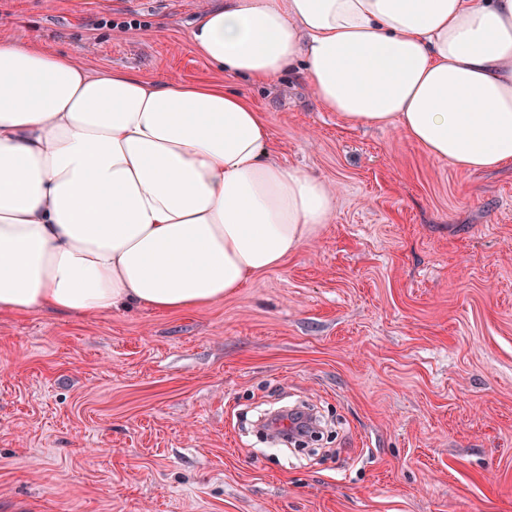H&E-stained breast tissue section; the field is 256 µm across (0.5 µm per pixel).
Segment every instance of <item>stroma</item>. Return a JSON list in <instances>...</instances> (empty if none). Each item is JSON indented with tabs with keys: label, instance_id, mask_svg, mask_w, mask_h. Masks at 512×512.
<instances>
[{
	"label": "stroma",
	"instance_id": "stroma-1",
	"mask_svg": "<svg viewBox=\"0 0 512 512\" xmlns=\"http://www.w3.org/2000/svg\"><path fill=\"white\" fill-rule=\"evenodd\" d=\"M218 0H0V36L88 70L240 89L328 224L180 312L0 314V512H512V163L469 174L322 109L304 75L219 72ZM328 423L293 458L250 425Z\"/></svg>",
	"mask_w": 512,
	"mask_h": 512
}]
</instances>
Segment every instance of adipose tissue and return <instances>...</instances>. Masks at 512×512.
I'll list each match as a JSON object with an SVG mask.
<instances>
[{
  "mask_svg": "<svg viewBox=\"0 0 512 512\" xmlns=\"http://www.w3.org/2000/svg\"><path fill=\"white\" fill-rule=\"evenodd\" d=\"M219 70L301 67L328 112L428 155L512 162V0H224L190 31ZM240 92L93 73L0 36V312H170L234 294L323 224Z\"/></svg>",
  "mask_w": 512,
  "mask_h": 512,
  "instance_id": "adipose-tissue-1",
  "label": "adipose tissue"
}]
</instances>
